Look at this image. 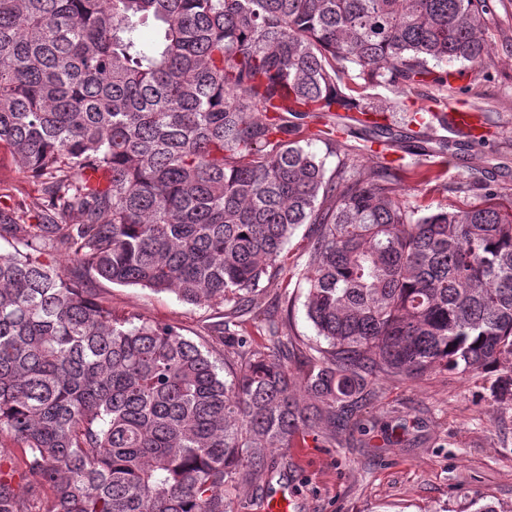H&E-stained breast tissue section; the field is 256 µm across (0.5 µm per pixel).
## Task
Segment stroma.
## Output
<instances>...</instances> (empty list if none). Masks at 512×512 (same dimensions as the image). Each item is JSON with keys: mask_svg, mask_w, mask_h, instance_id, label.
I'll use <instances>...</instances> for the list:
<instances>
[{"mask_svg": "<svg viewBox=\"0 0 512 512\" xmlns=\"http://www.w3.org/2000/svg\"><path fill=\"white\" fill-rule=\"evenodd\" d=\"M491 3L484 66L450 77L448 86L402 90L353 72L344 78L347 94L375 106L382 123L406 124L427 106H482V138H460L447 151L405 157L399 189L419 212L479 204L485 181L502 188V203L512 202V0ZM19 203L38 209L40 188L0 148V207ZM101 294L114 308L173 326L191 339L206 335L211 322L209 310L171 293L106 283ZM305 303L304 286L285 288L273 279L251 296L239 331L262 344L267 319L279 320L291 338L292 358H300L316 336ZM490 385V377L452 372L370 378L366 412L374 429H340L332 443L308 431L295 447L273 449L271 479L242 486L235 512H265L266 502L280 494L288 499V512H474L477 500L512 512V407L499 404Z\"/></svg>", "mask_w": 512, "mask_h": 512, "instance_id": "1", "label": "stroma"}]
</instances>
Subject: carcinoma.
Instances as JSON below:
<instances>
[{"mask_svg": "<svg viewBox=\"0 0 512 512\" xmlns=\"http://www.w3.org/2000/svg\"><path fill=\"white\" fill-rule=\"evenodd\" d=\"M489 8L0 0V146L42 192L33 216L0 208V512H233L270 449L361 412L368 378L512 361V206L419 216L395 167L363 176L339 139L428 151L368 120L341 75L442 86L438 67L483 63ZM312 124L343 155L329 176L301 145ZM301 224L316 225L299 271L316 341L290 367L278 323L260 347L232 327L288 275ZM105 282L224 316L196 342L117 316L91 287ZM219 351L237 357L227 373ZM491 393L512 406V370Z\"/></svg>", "mask_w": 512, "mask_h": 512, "instance_id": "cac0c4a2", "label": "carcinoma"}]
</instances>
